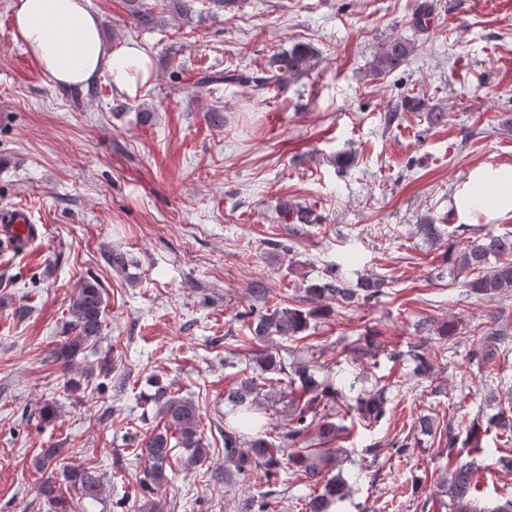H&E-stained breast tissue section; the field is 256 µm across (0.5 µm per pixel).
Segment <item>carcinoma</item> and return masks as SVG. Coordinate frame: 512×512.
<instances>
[{
    "instance_id": "1",
    "label": "carcinoma",
    "mask_w": 512,
    "mask_h": 512,
    "mask_svg": "<svg viewBox=\"0 0 512 512\" xmlns=\"http://www.w3.org/2000/svg\"><path fill=\"white\" fill-rule=\"evenodd\" d=\"M132 3V16L143 25L157 23L153 11L142 0H129ZM432 16L430 0H420L416 5L415 24L421 29L428 28L427 21ZM414 44L402 38H390L384 41L371 62V71L375 76L387 75L405 64L414 52ZM315 55L304 45H296L273 55L265 72L267 76L259 83L252 77L237 71L230 76L208 69L199 72L195 86L215 88L226 81L243 86L255 85L258 90L268 87H280L285 83L306 76L314 67ZM500 258L497 265L486 269L489 255ZM448 260L468 271L474 278L466 281L465 287L470 291L492 299L512 291V232H507L484 244L472 240L458 253H448ZM384 281L367 279L360 290L347 286L339 277H328L327 281L310 283L304 287L305 300L315 301L327 298L348 307L358 303L359 299L370 300L382 294ZM104 298L97 280L84 282L73 299L70 307L71 320L66 323L64 342L57 351V357L69 361L82 350L90 340L101 334L103 327ZM249 318L251 339L265 340L279 336L295 340L309 327L311 319L317 317L316 310L296 308L274 309L270 312L250 311ZM502 336L493 330H486L480 336L479 343L471 351V358L481 364L489 365L495 360L494 351ZM410 355L414 362L413 375L420 379H429L435 374V366L427 356L424 345L413 342ZM261 373L267 375L270 387H275L276 375L285 371L283 359L269 351L256 358ZM260 384L258 378L245 376L236 387L232 388L226 400L233 408L239 410L234 425L224 428V458L234 467V472L243 475L247 472L262 470L265 475L277 474L285 469L292 474L315 482L322 487V492L313 496L308 502V512H327L331 503L344 496L346 482L341 478L323 480V470L328 455L323 448L331 447L346 432L345 427L333 420V411L344 406L355 412L363 421L373 425L386 415L383 391L355 399L350 404L344 400L341 390L332 384L320 383L313 377L310 367L302 366L293 371L288 380V391L292 394L290 403L292 413L289 415L286 431L274 436L266 433L257 411ZM154 401L159 407V414L165 421L162 431L155 432L144 444L147 467L144 483L161 485L167 480L166 467L169 466L174 446L178 445L190 451L187 463L196 465L206 460L199 426V413L195 403L171 390L160 386L154 394ZM420 432L438 437L439 443L446 451L448 463V512H512V496L502 498L488 507L484 504L482 488L476 479L480 470L475 456L484 452L483 436L492 427L507 438H512V408H501L492 415L487 426L472 423L465 439H460L452 426L440 429L436 421L423 416L414 422ZM470 449L473 459L461 460L462 449ZM62 450L44 448L35 459V467L47 470L58 463ZM61 478L76 488L81 497L96 499L102 492V484L96 471L91 468L82 470L64 467ZM38 494L46 501L61 502V486L58 478L48 476L37 488Z\"/></svg>"
}]
</instances>
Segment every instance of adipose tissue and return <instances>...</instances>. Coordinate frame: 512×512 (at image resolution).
Instances as JSON below:
<instances>
[{"label":"adipose tissue","instance_id":"ef3b65f1","mask_svg":"<svg viewBox=\"0 0 512 512\" xmlns=\"http://www.w3.org/2000/svg\"><path fill=\"white\" fill-rule=\"evenodd\" d=\"M11 9L15 37L56 85H86L104 75L130 98L150 86V54L135 41L106 46L90 0H12ZM455 203L463 217L478 212L492 220L511 213L512 166L473 170Z\"/></svg>","mask_w":512,"mask_h":512}]
</instances>
